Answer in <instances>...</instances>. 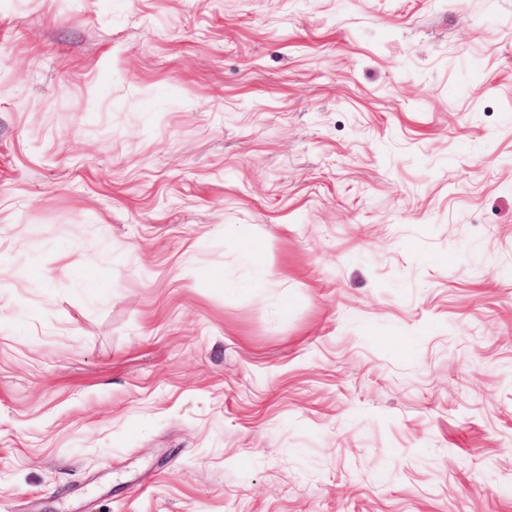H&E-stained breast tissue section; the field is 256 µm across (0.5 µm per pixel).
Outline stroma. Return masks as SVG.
<instances>
[{"label": "stroma", "instance_id": "35a3bbf8", "mask_svg": "<svg viewBox=\"0 0 512 512\" xmlns=\"http://www.w3.org/2000/svg\"><path fill=\"white\" fill-rule=\"evenodd\" d=\"M0 512H512V0H0Z\"/></svg>", "mask_w": 512, "mask_h": 512}]
</instances>
